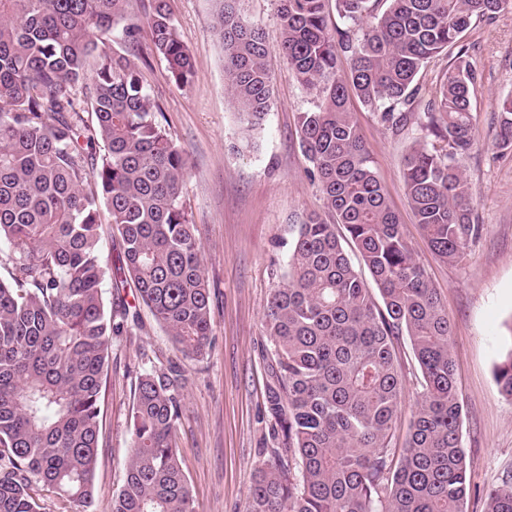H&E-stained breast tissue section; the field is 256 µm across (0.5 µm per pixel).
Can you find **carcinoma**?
I'll return each instance as SVG.
<instances>
[{
	"mask_svg": "<svg viewBox=\"0 0 512 512\" xmlns=\"http://www.w3.org/2000/svg\"><path fill=\"white\" fill-rule=\"evenodd\" d=\"M210 25L239 121L262 126L272 100L262 30L215 0ZM283 54L315 109L298 116L299 146L334 216L296 225L286 283L264 313L271 343L266 410L272 461L245 512H469L463 406L451 323L415 258L349 109L358 97L394 133L423 96L422 69L457 54L436 85L424 136L403 160L415 223L441 258L481 234L462 164L475 144L477 75L463 38L512 0H277ZM0 0V512H62L93 500L103 378L112 336L138 323L104 282L133 285L171 344L200 357L212 333L211 292L183 200L187 156L173 141L135 63H166L187 87L193 57L168 0ZM150 44L142 46V31ZM349 54L341 74L337 50ZM493 147L512 149V97L499 103ZM118 236L119 266L103 263ZM356 249L351 259L343 243ZM421 372L409 436L393 447L405 380L399 342ZM496 365L512 400V336ZM186 377L176 362L139 372L130 453L112 512H196L173 434ZM485 512H512V478Z\"/></svg>",
	"mask_w": 512,
	"mask_h": 512,
	"instance_id": "1",
	"label": "carcinoma"
}]
</instances>
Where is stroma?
Returning <instances> with one entry per match:
<instances>
[{"label": "stroma", "mask_w": 512, "mask_h": 512, "mask_svg": "<svg viewBox=\"0 0 512 512\" xmlns=\"http://www.w3.org/2000/svg\"><path fill=\"white\" fill-rule=\"evenodd\" d=\"M178 31L194 60L188 88L177 87L151 57L143 75L159 101L166 127L188 154L183 199L201 243L213 301V332L204 356L177 352L133 289L138 325L112 339L103 387L92 512H112L129 450L132 383L143 368L174 360L186 371L184 407L174 441L197 512H244L258 467L269 458L270 342L263 327L269 294L284 273L294 226L326 216L324 198L307 176L298 115L316 104L297 82L280 48L276 0H239L241 13L261 27L273 83L262 129L244 133L224 81V52L209 25L213 0H169ZM464 44L478 77L472 115L476 144L463 172L483 230L459 261H444L421 235L406 195L402 162L421 136L418 117L392 133L358 98L350 110L393 210L453 325L451 354L464 404L462 446L471 507L482 512L487 492L512 475V401L495 382L500 340L512 332V150L492 140L497 103L512 95V9L470 29ZM406 389L396 435L405 439L421 374L408 340L399 344Z\"/></svg>", "instance_id": "obj_1"}]
</instances>
